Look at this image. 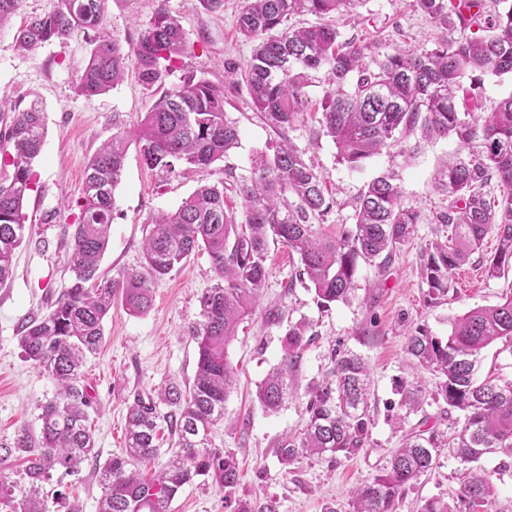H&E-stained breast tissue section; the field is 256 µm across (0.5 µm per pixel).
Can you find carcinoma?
Instances as JSON below:
<instances>
[{
  "label": "carcinoma",
  "instance_id": "obj_1",
  "mask_svg": "<svg viewBox=\"0 0 512 512\" xmlns=\"http://www.w3.org/2000/svg\"><path fill=\"white\" fill-rule=\"evenodd\" d=\"M106 2L58 0L53 13L30 18L13 35V48L23 52L82 32L92 50L81 92L106 93L132 68L152 103L132 129L112 113V139L85 169L80 221L64 231L71 280L46 313L21 324L18 345L25 359L50 377L56 390L40 406L34 427L0 441V463L14 459L25 464L20 479H0L4 512H52L42 492L52 474L76 475L81 463L97 459L87 425L92 400L81 384V369L103 342V321L116 292L122 293L129 312L145 313L152 304V284L200 248L208 252L219 278L200 296V320L191 329L198 347L192 386L186 391L169 382L136 393L127 411L123 452L98 467L99 512H169L180 491L201 477L220 489L238 482L235 457L209 447V433L224 418L234 379L226 350L259 298L269 243L280 242L298 256L317 304L327 309L349 299L359 262L389 264L419 223L418 214L404 206L398 173L388 170L372 178L354 200V224L334 238L323 235L313 221L323 219L332 206L325 178L303 154L281 142L273 150H256L250 175L234 181L240 209L228 206L224 196L226 180L233 177L227 168L224 179L200 185L175 211L151 219L144 270L128 271L117 280L100 276L129 139L142 143L150 169L167 174L178 167L208 168L239 143L237 127L224 116V86L189 71L179 85L167 87L170 72L187 52V41L166 4L158 5L142 24L138 42L127 49L108 28ZM358 2L243 0L237 30L254 47L231 74L240 75L254 107L277 131L304 121L312 108L308 88L323 80L320 132L333 141L339 161L351 170L411 138L410 154L450 135L468 150L438 176L450 200L440 222L451 226L452 234L446 241L426 244L421 254L428 301L433 303L448 295L451 272L491 232L497 247L486 275L498 278L512 267V93L483 112L478 127L460 117L462 112H482L481 101L464 86L465 78L512 74V0H412L416 12L458 36H441L430 48L390 52L343 40L336 27L323 22ZM295 14H310L321 22L290 27L288 18ZM6 110L17 116L0 133V285L11 279L13 255L24 240V202L33 190L32 164L45 138L38 101H0V112ZM494 179L507 189L496 206L484 192ZM309 330L306 323L288 327L282 362L257 391L265 410H277L290 395L288 372L311 341ZM495 343L512 353V294L454 317L446 337L424 328L412 331L407 354L438 375L435 396L448 411L462 414L461 429L450 440L437 430L408 434L384 472L352 492L348 510L329 504L323 512H397L406 489L435 469L445 448L467 464L487 454L512 459V382L477 376L482 351ZM371 397L364 358L332 352L329 369L307 388L304 427L278 445L280 464L355 455L368 439ZM163 425L175 441L161 473L147 481L135 464L160 455ZM492 493L489 478L477 470L461 485L459 506L479 507Z\"/></svg>",
  "mask_w": 512,
  "mask_h": 512
}]
</instances>
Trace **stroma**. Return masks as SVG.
Masks as SVG:
<instances>
[{
  "instance_id": "obj_1",
  "label": "stroma",
  "mask_w": 512,
  "mask_h": 512,
  "mask_svg": "<svg viewBox=\"0 0 512 512\" xmlns=\"http://www.w3.org/2000/svg\"><path fill=\"white\" fill-rule=\"evenodd\" d=\"M161 2L180 17L188 45L187 54L167 79L169 85H177L190 70L223 82L225 66L249 57L252 45L235 25L240 0H226L218 11L209 10L204 0H107L110 31L123 45H134L142 22ZM56 5L57 0H22L9 26L0 29V100L36 98L46 115L44 147L33 163L35 185L24 206L30 235L14 255L11 280L0 287V439L34 425L39 404L55 392L54 382L24 358L17 330L28 316L45 313L69 282L67 254L59 242L66 225L79 221L86 164L111 138L113 113H121L131 128L151 104L132 72L105 94L80 93L79 81L91 49L83 34L28 52L13 50L16 27L53 12ZM335 23L343 38L385 50L428 47L441 35L412 9L410 0H360L354 9L337 16ZM225 95V116L237 127L240 142L209 169L182 170L173 176L150 170L140 144L130 142L124 177L115 192L101 274L117 279L126 271L141 269L143 241L153 215L176 209L201 184L222 179L225 167H232L236 176L249 175L253 151L284 140L302 151L306 162L325 178L334 203L319 225L323 234L337 236L352 224L353 200L372 177L389 169L399 173L405 205L419 214L415 235L391 263L384 267L360 264L350 303L335 304L327 311L316 304L297 258L282 244L270 245L268 276L259 301L228 349L235 381L224 418L210 433L212 447L235 454L238 482L226 490L200 483L186 486L170 506V512H235L239 504L265 496L277 501L278 512H322L325 503H347L357 486L372 481L407 431L426 423L450 435L461 427V415L446 413L444 403L434 400L436 377L406 354V333L424 327L435 335H447L455 316L496 304L512 292V269L501 277L487 278L485 265L496 248L495 236H487L481 250L460 268L472 278L473 287L455 288L435 304L427 301L420 254L427 243L448 233L447 225L438 221L448 207V196L439 189L436 173L444 157L461 151L456 139L429 142L410 159L385 152L363 171L353 172L337 161L333 141L319 132L317 115L308 114L303 125L282 135L252 107L245 86L228 88ZM214 283L212 261L206 251L199 250L156 283L147 313L130 314L121 299H114L104 320V341L88 357L82 376L95 398L88 410V425L100 459L123 448L127 408L134 393L157 388L168 379L184 386L192 380L198 348L190 329L200 318V296ZM301 320L311 324L315 339L291 372L295 393L278 413H265L257 402V390L282 359V339L289 325ZM339 345L360 353L370 367L374 412L369 442L356 455L333 463L305 459L282 466L275 454L277 445L301 429L306 387L325 371L332 347ZM402 378L421 384L423 404L398 425L393 421L400 411L395 384ZM500 463L496 455L485 456L479 463L494 494L477 512H512V468L501 470ZM465 478L463 465L441 456L431 474L406 490L397 512H420L429 498L456 503ZM47 488L69 492L83 512H96L101 497L90 464L76 476L54 475Z\"/></svg>"
}]
</instances>
